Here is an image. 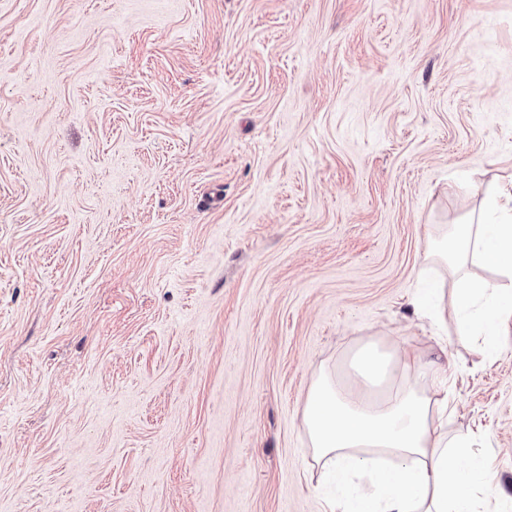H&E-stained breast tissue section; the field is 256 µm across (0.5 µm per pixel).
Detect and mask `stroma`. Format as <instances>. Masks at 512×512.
<instances>
[{
  "label": "stroma",
  "mask_w": 512,
  "mask_h": 512,
  "mask_svg": "<svg viewBox=\"0 0 512 512\" xmlns=\"http://www.w3.org/2000/svg\"><path fill=\"white\" fill-rule=\"evenodd\" d=\"M512 174V0H0V512H326L360 341L448 372L512 512V320L410 306Z\"/></svg>",
  "instance_id": "obj_1"
}]
</instances>
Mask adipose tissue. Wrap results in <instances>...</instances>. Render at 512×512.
<instances>
[{"mask_svg":"<svg viewBox=\"0 0 512 512\" xmlns=\"http://www.w3.org/2000/svg\"><path fill=\"white\" fill-rule=\"evenodd\" d=\"M440 256L455 274L459 335L479 337L495 354L499 325L512 319V183L455 225ZM473 265L497 280L472 276ZM448 408L444 365L368 343L345 374L324 371L313 381L302 426L315 463L333 468L337 486L355 476L369 484L345 512H480V497L498 492V474L471 438L438 435Z\"/></svg>","mask_w":512,"mask_h":512,"instance_id":"ef3b65f1","label":"adipose tissue"}]
</instances>
